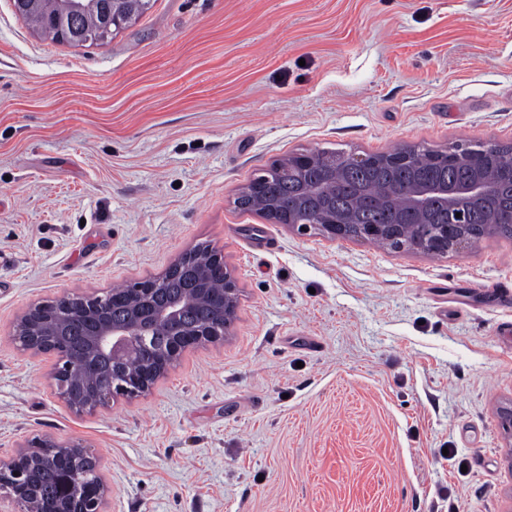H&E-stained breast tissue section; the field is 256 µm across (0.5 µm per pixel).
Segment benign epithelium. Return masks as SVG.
<instances>
[{
  "label": "benign epithelium",
  "instance_id": "benign-epithelium-1",
  "mask_svg": "<svg viewBox=\"0 0 512 512\" xmlns=\"http://www.w3.org/2000/svg\"><path fill=\"white\" fill-rule=\"evenodd\" d=\"M124 16L105 12L99 16L96 28L85 31L66 29L69 39L94 38L99 41L121 24ZM496 144L481 143L471 148L448 147L435 155L432 164L466 165L476 170L465 182H450L448 178H425L406 188L390 187L385 194L401 199L403 208L417 224L431 220L433 210L441 205L448 211V223L435 226L431 241L435 249L457 243L464 247L497 236L503 227L512 229V207L507 212L492 216L485 224H467L465 218L456 216V202L466 196L481 200L492 192L491 180L480 172L487 156L494 153ZM317 152L310 151L288 157L286 162L305 171L318 162ZM314 215L320 223L298 221L293 210L275 206L265 211L268 219L285 224L300 234L318 229L327 238L354 237V225L346 216L338 217L325 199L316 200ZM168 273L181 279L182 293L160 299L151 279L137 282L136 288L127 293H112L111 302L104 306L91 297H62L53 302L54 311L42 305L29 308L15 326V339L22 350L33 354L60 357V343L46 341L44 327L51 320V313H63L69 329L63 335L76 339L79 346L70 349L63 368L53 372V379H91V395L76 398L61 390V398L73 412H93L115 396V382L105 364L123 363L135 358L140 360L138 377L142 389L148 391L164 373L160 369L163 359L157 358L145 345L138 343L142 336L162 328L176 337L177 353L214 343L223 336L216 332L211 322L191 323V307L196 297L205 295L206 285L213 280H224V292L212 294L209 299L222 310L227 318L235 316L239 288L232 274L227 272L224 256L216 254L211 261L192 262L187 252L173 262ZM88 458L81 441L60 439L52 435H37L26 439L14 454L0 462V505L6 512H108L112 499V486L101 476L93 481L84 479L82 465ZM46 464L57 468L55 483L47 492H41L31 476Z\"/></svg>",
  "mask_w": 512,
  "mask_h": 512
}]
</instances>
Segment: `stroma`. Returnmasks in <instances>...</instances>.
<instances>
[{"instance_id": "35a3bbf8", "label": "stroma", "mask_w": 512, "mask_h": 512, "mask_svg": "<svg viewBox=\"0 0 512 512\" xmlns=\"http://www.w3.org/2000/svg\"><path fill=\"white\" fill-rule=\"evenodd\" d=\"M486 142L512 143V0H154L84 45L0 0V460L82 441L111 512H512V239L396 252L235 204L297 153ZM201 242L240 289L223 340L68 410L19 315Z\"/></svg>"}]
</instances>
